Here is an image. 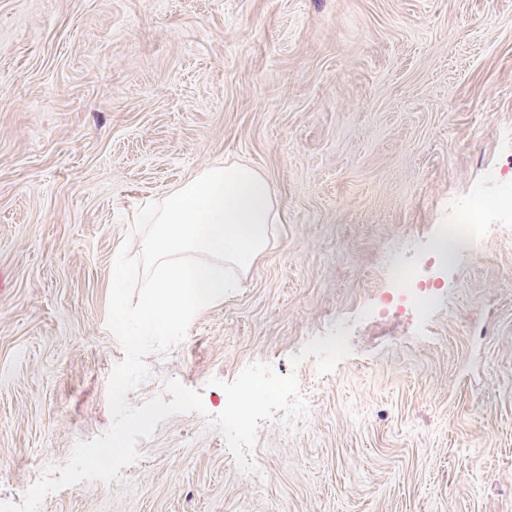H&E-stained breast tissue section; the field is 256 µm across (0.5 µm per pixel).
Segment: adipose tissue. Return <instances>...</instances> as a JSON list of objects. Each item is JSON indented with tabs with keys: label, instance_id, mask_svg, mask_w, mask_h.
I'll list each match as a JSON object with an SVG mask.
<instances>
[{
	"label": "adipose tissue",
	"instance_id": "ef3b65f1",
	"mask_svg": "<svg viewBox=\"0 0 512 512\" xmlns=\"http://www.w3.org/2000/svg\"><path fill=\"white\" fill-rule=\"evenodd\" d=\"M280 219L268 178L250 165L227 162L192 174L164 198L155 218L150 247L161 265L138 305L141 331H165L222 298L229 285L224 264L249 268ZM184 252L205 260L192 266L176 262V254Z\"/></svg>",
	"mask_w": 512,
	"mask_h": 512
}]
</instances>
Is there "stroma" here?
<instances>
[{
    "mask_svg": "<svg viewBox=\"0 0 512 512\" xmlns=\"http://www.w3.org/2000/svg\"><path fill=\"white\" fill-rule=\"evenodd\" d=\"M227 160L282 221L127 400L176 379L214 415L259 360L308 417L262 423L254 481L170 417L40 512H512V203L425 265L512 179V0H0V502L109 429L117 252ZM397 264L433 276L426 319L382 313ZM505 200H512V181L500 197L484 200L476 207L457 210L443 235L448 238V242L465 239L474 245L478 244L485 235L486 224L484 219L486 212Z\"/></svg>",
    "mask_w": 512,
    "mask_h": 512,
    "instance_id": "35a3bbf8",
    "label": "stroma"
}]
</instances>
